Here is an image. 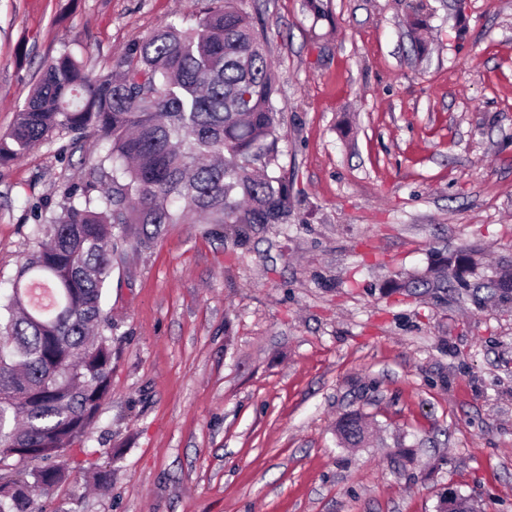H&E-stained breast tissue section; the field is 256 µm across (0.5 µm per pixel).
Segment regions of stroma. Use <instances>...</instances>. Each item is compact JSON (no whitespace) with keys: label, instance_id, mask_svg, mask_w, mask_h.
<instances>
[{"label":"stroma","instance_id":"1","mask_svg":"<svg viewBox=\"0 0 512 512\" xmlns=\"http://www.w3.org/2000/svg\"><path fill=\"white\" fill-rule=\"evenodd\" d=\"M288 219L172 224L116 266L111 390L45 512H512V0H244ZM196 0H0V133L46 61L110 69ZM101 148L0 166V292ZM445 265L444 288L406 282ZM360 412L369 436L342 443ZM112 471L94 488L90 474ZM337 431L345 443L358 446L363 441L364 433L361 416L358 413L348 414L339 422Z\"/></svg>","mask_w":512,"mask_h":512}]
</instances>
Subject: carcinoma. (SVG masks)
<instances>
[{"instance_id":"obj_1","label":"carcinoma","mask_w":512,"mask_h":512,"mask_svg":"<svg viewBox=\"0 0 512 512\" xmlns=\"http://www.w3.org/2000/svg\"><path fill=\"white\" fill-rule=\"evenodd\" d=\"M240 0H210L195 25L163 24L128 47L106 73L64 51L9 130L0 164L59 135L93 132L108 144L89 181L65 192L38 225L37 243L0 294V512H43L40 497L66 479L112 379L114 262L125 247L151 248L170 224L197 217L237 244L261 224H281L291 192L279 168L280 112L268 42ZM443 270L413 288H442ZM352 447L361 416L338 424ZM45 462L27 468V460Z\"/></svg>"}]
</instances>
